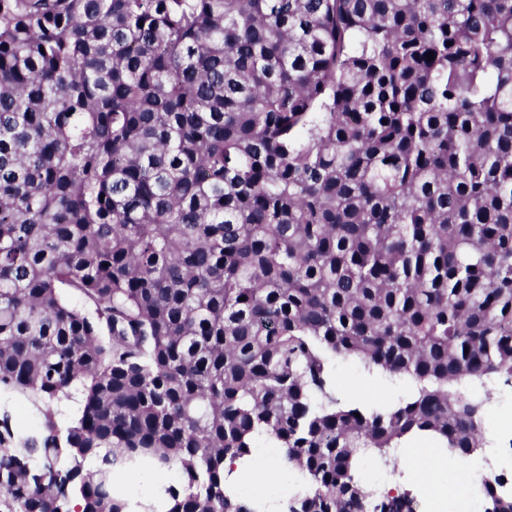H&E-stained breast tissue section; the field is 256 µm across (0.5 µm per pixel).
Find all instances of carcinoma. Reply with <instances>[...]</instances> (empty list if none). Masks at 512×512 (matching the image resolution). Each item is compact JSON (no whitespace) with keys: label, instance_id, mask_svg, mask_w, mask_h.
Instances as JSON below:
<instances>
[{"label":"carcinoma","instance_id":"carcinoma-1","mask_svg":"<svg viewBox=\"0 0 512 512\" xmlns=\"http://www.w3.org/2000/svg\"><path fill=\"white\" fill-rule=\"evenodd\" d=\"M499 382L512 0H0V512H264L260 440L281 512H416L363 465L474 455ZM356 368L349 362H339L336 366V375L342 380L345 379L349 384L356 385L361 388V390H365L363 399L366 401L375 400L385 395L398 393L401 389V383L397 382L396 386L386 385L382 381L377 380H365L355 377ZM279 448H259L255 454V460H267L273 469L270 471L265 485L267 499L271 501L274 507L278 506V500L281 499L280 493L282 486L286 481L275 471V456L279 455Z\"/></svg>","mask_w":512,"mask_h":512}]
</instances>
